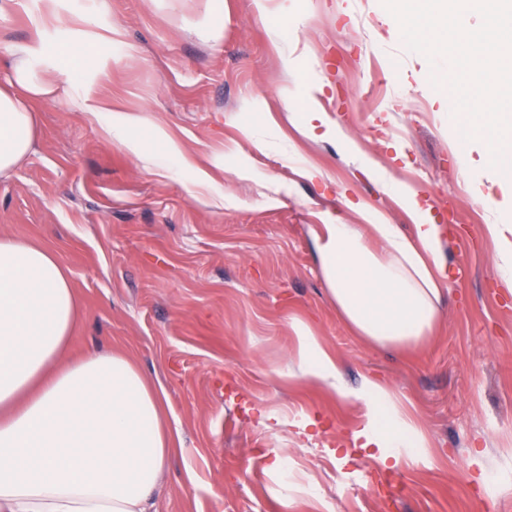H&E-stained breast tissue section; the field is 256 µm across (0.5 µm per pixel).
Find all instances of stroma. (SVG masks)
<instances>
[{"instance_id": "stroma-1", "label": "stroma", "mask_w": 512, "mask_h": 512, "mask_svg": "<svg viewBox=\"0 0 512 512\" xmlns=\"http://www.w3.org/2000/svg\"><path fill=\"white\" fill-rule=\"evenodd\" d=\"M109 2L103 15L94 0L61 6L119 25L132 51L100 96L165 128L197 162L225 156L218 188L192 193L186 176L145 170L86 113L52 99L37 106L32 154L0 179V236L46 246L66 269L79 306L69 357L120 351L163 387L182 444L157 512H512V294L483 232L499 214L476 202L485 172L463 171L437 104L461 90L458 46L436 58L392 37L389 0H291L284 42L270 32L279 0H224L215 39L198 26L211 0ZM4 8L0 40L60 39L55 26H33L45 0ZM289 48L360 151L453 227L442 324L419 348L368 344L329 299L311 225L359 223L351 200L403 231L411 221L338 142L300 134L288 115ZM253 112L268 122L251 131ZM299 322L336 355L346 388L370 376L394 390L422 426L426 456L383 466L352 439L360 407L282 380ZM266 410L281 425L267 426ZM309 419L310 437L294 438ZM391 475L405 485L397 499Z\"/></svg>"}]
</instances>
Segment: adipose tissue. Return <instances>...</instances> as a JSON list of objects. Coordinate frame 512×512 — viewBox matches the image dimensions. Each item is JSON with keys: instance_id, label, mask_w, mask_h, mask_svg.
<instances>
[{"instance_id": "obj_1", "label": "adipose tissue", "mask_w": 512, "mask_h": 512, "mask_svg": "<svg viewBox=\"0 0 512 512\" xmlns=\"http://www.w3.org/2000/svg\"><path fill=\"white\" fill-rule=\"evenodd\" d=\"M394 34L424 54L458 44L467 68L462 98H444L450 120L460 111L482 115L478 134L459 127L473 163L483 140L498 147L485 182L475 189L486 207L512 204V10L489 11L502 34L495 50L472 55L475 28L462 6L449 10L436 0H396ZM73 31L65 49L96 48L93 79L72 77L65 50L0 41L11 76L0 84V177L10 175L32 152L36 107L67 96L106 135L137 160L180 174L188 161L177 141L144 117L111 110L95 87L118 56V26L84 31L78 19L57 16ZM320 83L302 80L290 96L304 103L303 132L331 139L357 154L354 142L319 108ZM390 191L413 217L411 235L367 205H355L358 224L311 228L322 278L332 304L348 327L382 348L417 347L441 321L447 276L440 263L444 242L418 190L392 182ZM78 318L68 274L47 248L0 237V512H154L175 437L164 421L165 394L148 385L135 364L119 352L68 359L67 345ZM296 347L285 374L327 391L349 394L364 409L353 433L363 447L381 449V462L413 457L425 447L422 428L386 384L364 378L353 392L341 384L338 360L310 328L295 324Z\"/></svg>"}]
</instances>
